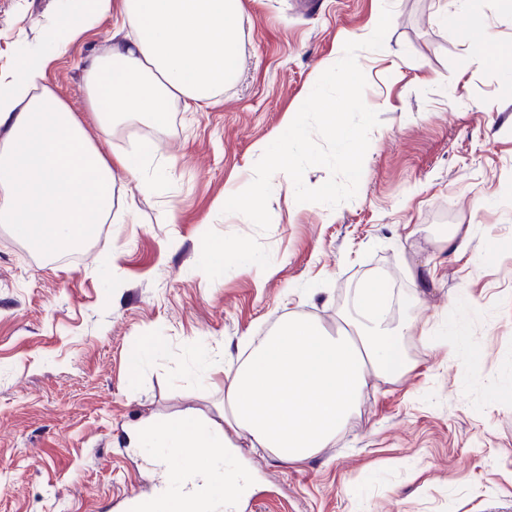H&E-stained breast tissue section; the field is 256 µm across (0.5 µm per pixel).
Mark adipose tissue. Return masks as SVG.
I'll list each match as a JSON object with an SVG mask.
<instances>
[{
    "label": "adipose tissue",
    "instance_id": "ef3b65f1",
    "mask_svg": "<svg viewBox=\"0 0 512 512\" xmlns=\"http://www.w3.org/2000/svg\"><path fill=\"white\" fill-rule=\"evenodd\" d=\"M240 0H92L89 10L62 19L45 49L20 55L0 80V223L13 225L41 252L75 248L114 207L118 171L152 190L143 172L150 154L108 161L70 106L39 83L51 59L83 32L119 12L127 31L108 57L89 59L84 90L103 128L143 124L160 130L175 106L194 110L223 91L239 71ZM345 329L328 333L314 320L288 317L224 386V427L187 413L142 425L141 446L184 448L195 462L171 470V481L193 473L197 484L176 499L159 497L143 512H216L235 439L280 460L306 459L333 441L353 413L370 376H399L409 360L391 321L381 280L357 288Z\"/></svg>",
    "mask_w": 512,
    "mask_h": 512
}]
</instances>
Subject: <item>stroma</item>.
<instances>
[{
	"label": "stroma",
	"mask_w": 512,
	"mask_h": 512,
	"mask_svg": "<svg viewBox=\"0 0 512 512\" xmlns=\"http://www.w3.org/2000/svg\"><path fill=\"white\" fill-rule=\"evenodd\" d=\"M449 0H241L243 67L208 106L172 112L164 133L103 130L84 63L114 17L59 54L42 83L107 158L145 144L162 185L118 174L119 224L71 250H32L0 224V512H131L156 498L174 452L135 447L132 426L224 412V373L289 315L335 331L364 282L385 275L409 369L376 379L319 453L263 450L223 512H512V69L442 17ZM378 112L356 196L300 203L272 178L271 226L223 213L346 41ZM69 0H0V76L39 49ZM483 29L512 51V12L478 0ZM464 246L443 244L451 231ZM245 253H238L239 245ZM224 247V262L208 265ZM440 343L427 347L417 331ZM154 350H147V343Z\"/></svg>",
	"instance_id": "35a3bbf8"
}]
</instances>
